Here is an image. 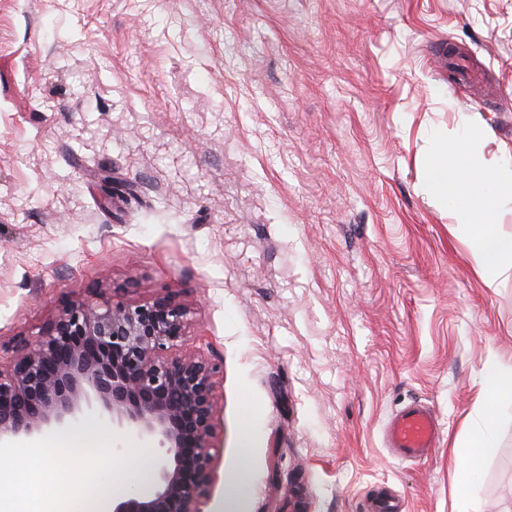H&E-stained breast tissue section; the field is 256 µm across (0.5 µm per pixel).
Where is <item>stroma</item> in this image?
I'll return each instance as SVG.
<instances>
[{
	"instance_id": "35a3bbf8",
	"label": "stroma",
	"mask_w": 512,
	"mask_h": 512,
	"mask_svg": "<svg viewBox=\"0 0 512 512\" xmlns=\"http://www.w3.org/2000/svg\"><path fill=\"white\" fill-rule=\"evenodd\" d=\"M473 127L512 164V0H0V356L71 303L168 295L221 367L202 512L245 451L250 512H365L382 486L512 512V413L481 381L512 362V276L486 287L425 182ZM415 400L439 444L396 463L381 432ZM493 436V420L486 418L472 435L465 467L455 473L454 481L457 487H467L479 477L485 448H492Z\"/></svg>"
}]
</instances>
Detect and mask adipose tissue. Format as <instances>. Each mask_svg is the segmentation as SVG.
<instances>
[{
    "label": "adipose tissue",
    "mask_w": 512,
    "mask_h": 512,
    "mask_svg": "<svg viewBox=\"0 0 512 512\" xmlns=\"http://www.w3.org/2000/svg\"><path fill=\"white\" fill-rule=\"evenodd\" d=\"M426 173L429 185L437 192L447 185L449 174H457V222L468 232L486 286L495 287L499 276L512 272V236L497 229L501 202L512 198V169L503 164L490 143L476 147L462 137L428 159ZM493 436V421L485 419L471 438L464 468L455 474L457 486H469L479 477L484 451L492 447Z\"/></svg>",
    "instance_id": "obj_1"
}]
</instances>
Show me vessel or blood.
Listing matches in <instances>:
<instances>
[{
	"label": "vessel or blood",
	"instance_id": "vessel-or-blood-1",
	"mask_svg": "<svg viewBox=\"0 0 512 512\" xmlns=\"http://www.w3.org/2000/svg\"><path fill=\"white\" fill-rule=\"evenodd\" d=\"M440 424L430 406L413 402L385 423L383 443L394 459L405 462L427 458L437 446Z\"/></svg>",
	"mask_w": 512,
	"mask_h": 512
}]
</instances>
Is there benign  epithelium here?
I'll return each mask as SVG.
<instances>
[{
    "label": "benign epithelium",
    "instance_id": "7a95c632",
    "mask_svg": "<svg viewBox=\"0 0 512 512\" xmlns=\"http://www.w3.org/2000/svg\"><path fill=\"white\" fill-rule=\"evenodd\" d=\"M188 315L168 295L66 306L0 363V442L25 441L94 409L117 435L158 450L150 490L112 495V512H201L213 480L220 367L176 352Z\"/></svg>",
    "mask_w": 512,
    "mask_h": 512
}]
</instances>
